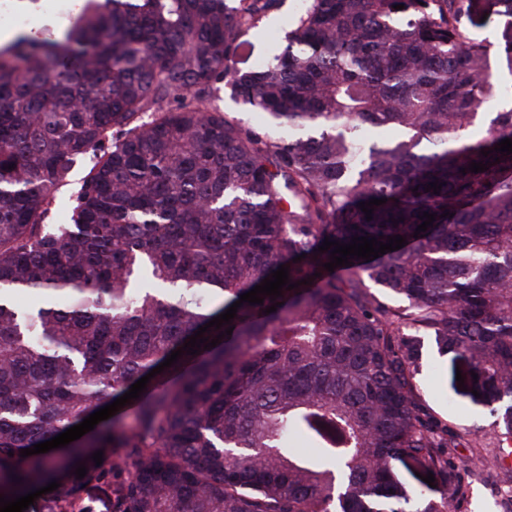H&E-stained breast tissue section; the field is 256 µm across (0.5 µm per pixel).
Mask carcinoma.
Here are the masks:
<instances>
[{
    "mask_svg": "<svg viewBox=\"0 0 512 512\" xmlns=\"http://www.w3.org/2000/svg\"><path fill=\"white\" fill-rule=\"evenodd\" d=\"M279 2L85 0L63 34L0 46V496L60 483L25 512H94L95 493L109 512H448L421 480H464L421 399L423 336L477 374L491 466L512 455V106L482 112L512 97L493 77L512 76V0H493L494 59L480 0H306L280 51L237 67ZM223 89L265 128L212 106ZM84 159L72 223H46ZM395 235L343 280L318 252ZM282 264L303 284L276 311L243 303L89 443L20 457Z\"/></svg>",
    "mask_w": 512,
    "mask_h": 512,
    "instance_id": "carcinoma-1",
    "label": "carcinoma"
}]
</instances>
